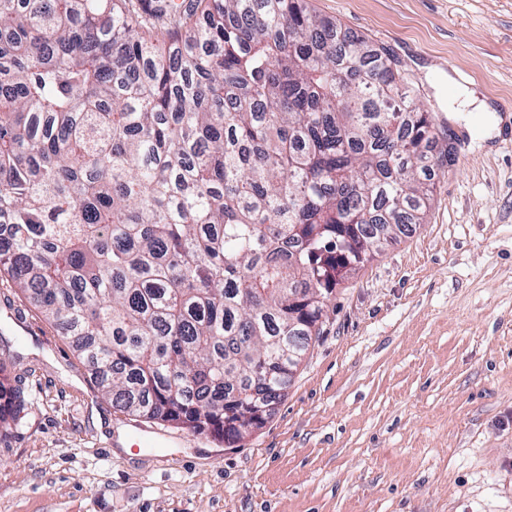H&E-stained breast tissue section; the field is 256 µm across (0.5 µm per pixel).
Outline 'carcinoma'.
<instances>
[{
	"mask_svg": "<svg viewBox=\"0 0 512 512\" xmlns=\"http://www.w3.org/2000/svg\"><path fill=\"white\" fill-rule=\"evenodd\" d=\"M394 59L306 0H0V272L122 413L224 437L448 158Z\"/></svg>",
	"mask_w": 512,
	"mask_h": 512,
	"instance_id": "carcinoma-1",
	"label": "carcinoma"
}]
</instances>
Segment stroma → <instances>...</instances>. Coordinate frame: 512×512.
Wrapping results in <instances>:
<instances>
[{
    "label": "stroma",
    "instance_id": "1",
    "mask_svg": "<svg viewBox=\"0 0 512 512\" xmlns=\"http://www.w3.org/2000/svg\"><path fill=\"white\" fill-rule=\"evenodd\" d=\"M384 49L454 154L426 220L331 295L264 425L226 441L101 400L88 364L0 275V512H512V0H308Z\"/></svg>",
    "mask_w": 512,
    "mask_h": 512
}]
</instances>
